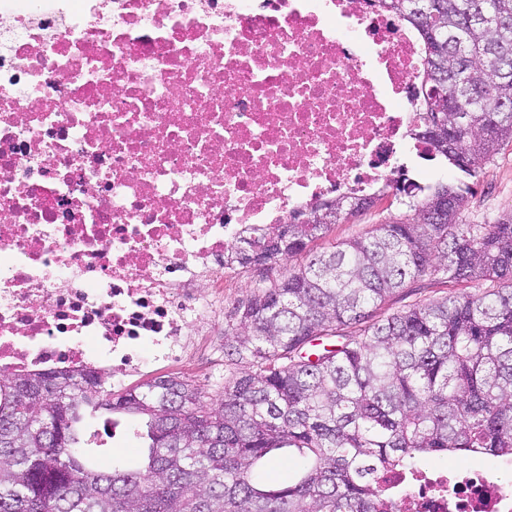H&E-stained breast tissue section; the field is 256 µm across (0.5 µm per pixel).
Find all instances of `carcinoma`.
I'll use <instances>...</instances> for the list:
<instances>
[{"mask_svg": "<svg viewBox=\"0 0 512 512\" xmlns=\"http://www.w3.org/2000/svg\"><path fill=\"white\" fill-rule=\"evenodd\" d=\"M380 3L423 39L415 138L477 176L512 139V0ZM419 192L412 217L261 281L224 334L238 370L208 398L160 379L113 401L87 368L0 375V512H385L380 470L429 453L512 458V217L460 223L461 180ZM375 202L338 197L247 241L239 264L296 257ZM426 276L478 292L381 314ZM86 409L148 417L145 462L101 466ZM282 448L297 451V481L260 484L255 467Z\"/></svg>", "mask_w": 512, "mask_h": 512, "instance_id": "1", "label": "carcinoma"}]
</instances>
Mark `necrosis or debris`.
<instances>
[{
	"instance_id": "necrosis-or-debris-1",
	"label": "necrosis or debris",
	"mask_w": 512,
	"mask_h": 512,
	"mask_svg": "<svg viewBox=\"0 0 512 512\" xmlns=\"http://www.w3.org/2000/svg\"><path fill=\"white\" fill-rule=\"evenodd\" d=\"M424 68L375 0H0V370L188 361L254 231L428 155ZM378 481L395 512H512L485 467Z\"/></svg>"
}]
</instances>
